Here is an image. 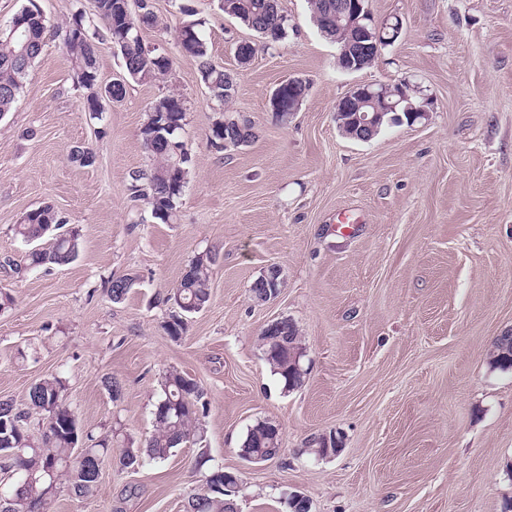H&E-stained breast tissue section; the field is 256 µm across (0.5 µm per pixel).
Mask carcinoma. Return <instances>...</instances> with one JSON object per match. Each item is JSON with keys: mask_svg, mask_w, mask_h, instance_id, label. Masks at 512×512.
I'll return each mask as SVG.
<instances>
[{"mask_svg": "<svg viewBox=\"0 0 512 512\" xmlns=\"http://www.w3.org/2000/svg\"><path fill=\"white\" fill-rule=\"evenodd\" d=\"M140 14L134 13L131 0H94L96 16L104 23L112 42L123 60L125 78L135 81H153L166 77L172 69V60L147 49L138 31L128 20L140 25L157 23L152 0H138ZM313 21L320 33L328 39L336 35L329 26L328 15L336 11V0H309ZM224 14L265 39V47L273 48L287 35L288 18L282 13L278 0H223ZM27 18L26 34L22 38L11 35L10 26H0V117L11 111L23 86L29 68L39 57L44 46L48 20L35 3L22 8ZM99 30L77 16L65 27V44L71 60L78 69L80 84L86 89L97 85L96 40ZM177 43L182 52L195 58L201 79L214 100L222 105L232 101L236 92L234 77L212 65L208 46L191 22L177 31ZM166 113L167 126L158 129L153 142L144 143L153 158L146 171L136 172L132 180L143 183L135 190L133 200H145L152 215L168 223L173 220L179 199L185 187L188 158L174 159L177 136L183 127L186 105L181 95L170 92L157 98L148 108L143 133L151 131L155 123L152 114ZM336 124L342 135L359 139L361 129L355 121V112L336 113ZM254 137L252 123L247 119L227 117L214 123L210 144L224 149V142L234 139L250 141ZM67 224L51 206L45 205L25 212L15 225V233L26 242H37L50 231L51 225ZM80 233L71 228L68 234L54 238L47 248L28 255L29 265L66 266L77 256ZM215 257L210 253L198 255L185 269L179 283L167 295L181 314L172 315L163 328L169 336L178 338L186 331L184 315L194 314L210 299V274ZM281 336L288 347L269 351L262 343L264 356L272 372L286 390H293L303 382L305 370L292 365L289 353L303 351L297 326L290 320L282 322ZM489 363L501 370H512V334L496 338L488 352ZM162 394L154 410V432L141 448L123 450L119 463L134 469L144 459L163 462L173 449L194 441L199 432V403L203 397L200 386L193 379L171 370L160 382ZM66 383L59 376L45 377L28 390L26 408L20 409L10 400H0V469L23 476V483L13 481L7 490H0V512H49L61 487H67L77 498L94 493L99 476L91 469L112 456V440L104 437L85 451L75 454L82 434L71 420L74 412L65 402ZM279 440L268 433L265 426L249 432L240 448V456L265 458L276 453ZM235 494L224 491V470L212 471L202 493L190 496L185 512H227L224 502L234 500Z\"/></svg>", "mask_w": 512, "mask_h": 512, "instance_id": "obj_1", "label": "carcinoma"}]
</instances>
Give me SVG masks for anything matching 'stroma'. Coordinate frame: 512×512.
<instances>
[{"instance_id": "1", "label": "stroma", "mask_w": 512, "mask_h": 512, "mask_svg": "<svg viewBox=\"0 0 512 512\" xmlns=\"http://www.w3.org/2000/svg\"><path fill=\"white\" fill-rule=\"evenodd\" d=\"M32 1L52 28L0 117V290L14 298L0 311V399L24 406L33 383L61 376L83 431L113 439L93 496L60 490L50 512H183L217 468L239 477V512H288L294 491L312 512H503L512 370L491 368L487 352L512 330V0H371L375 19L399 17L402 31L355 73L337 67L307 0H279L290 27L268 50L220 0H189L212 62L236 79L226 107L178 47L176 0H152L158 23L140 35L172 70L127 82L97 115L58 32L71 14L93 19V0ZM243 40L257 45L245 64ZM290 77L309 91L284 121L269 98ZM404 81L428 97L427 117L367 142L341 134L336 104L354 84ZM172 90L186 100L179 141L191 162L165 224L131 184L153 163L147 110ZM227 113L250 119L255 137L219 150L211 127ZM77 146L93 149V165L70 160ZM43 205L80 230L67 266L30 267L13 231ZM205 252L216 258L210 300L172 338L164 297ZM272 266L279 293L256 302L250 288ZM123 276L133 286L112 302ZM280 318L304 348V382L290 391L261 341ZM170 370L204 393L201 438L121 468L123 448L152 434ZM260 421L278 426L281 451L255 464L239 448ZM329 435L337 455L306 453Z\"/></svg>"}]
</instances>
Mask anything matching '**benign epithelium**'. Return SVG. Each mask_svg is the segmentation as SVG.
Segmentation results:
<instances>
[{
  "instance_id": "benign-epithelium-1",
  "label": "benign epithelium",
  "mask_w": 512,
  "mask_h": 512,
  "mask_svg": "<svg viewBox=\"0 0 512 512\" xmlns=\"http://www.w3.org/2000/svg\"><path fill=\"white\" fill-rule=\"evenodd\" d=\"M390 29L395 33L400 31L402 22L398 20L392 23L387 19L376 21L369 0H336V37L333 42L336 44V60L341 62V70L349 73L359 71L360 66L355 63L354 57L362 51L377 56L383 35ZM288 87L298 90L299 95L286 98L277 89L270 103L272 111L284 119L299 110L305 97L303 79L288 78ZM406 98L407 94L401 92L399 99L388 101L382 92L375 90L373 84H356L344 96V99L357 104V122L365 132L361 137L363 141L373 138L383 113L397 110Z\"/></svg>"
}]
</instances>
